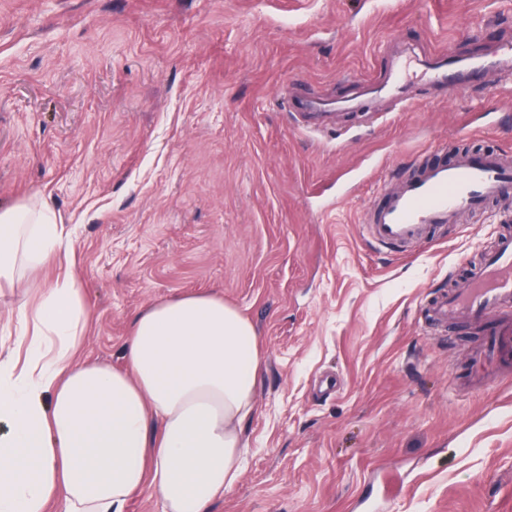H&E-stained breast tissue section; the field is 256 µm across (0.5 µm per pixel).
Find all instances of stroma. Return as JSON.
I'll use <instances>...</instances> for the list:
<instances>
[{
	"label": "stroma",
	"mask_w": 512,
	"mask_h": 512,
	"mask_svg": "<svg viewBox=\"0 0 512 512\" xmlns=\"http://www.w3.org/2000/svg\"><path fill=\"white\" fill-rule=\"evenodd\" d=\"M506 43L512 0H0V204L73 227L85 354L121 366L134 315L189 294L255 326L213 512H512V376L459 391L481 336L426 318L512 194L394 246L363 222L421 163L512 155L511 73L438 94L419 64ZM397 54L410 110L360 86ZM317 95L328 123L284 106Z\"/></svg>",
	"instance_id": "35a3bbf8"
}]
</instances>
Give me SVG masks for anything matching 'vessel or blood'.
I'll return each instance as SVG.
<instances>
[{"label":"vessel or blood","instance_id":"obj_1","mask_svg":"<svg viewBox=\"0 0 512 512\" xmlns=\"http://www.w3.org/2000/svg\"><path fill=\"white\" fill-rule=\"evenodd\" d=\"M485 61L459 60L438 54L427 66L429 83L445 85L456 73L488 69ZM512 192V157L476 153L423 165L404 177L399 189L368 209L363 222L382 246L424 235L429 225L455 223L459 214H478L485 201ZM433 321L464 320L487 328L488 340L477 353L474 372L465 386L485 389L493 378L512 370V233L502 234L462 292L442 296L429 310Z\"/></svg>","mask_w":512,"mask_h":512}]
</instances>
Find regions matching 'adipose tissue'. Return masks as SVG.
<instances>
[{"label":"adipose tissue","mask_w":512,"mask_h":512,"mask_svg":"<svg viewBox=\"0 0 512 512\" xmlns=\"http://www.w3.org/2000/svg\"><path fill=\"white\" fill-rule=\"evenodd\" d=\"M58 214L0 205V512H124L150 489L162 512H209L244 467L261 356L252 323L193 294L140 310L116 368L83 356L89 312Z\"/></svg>","instance_id":"adipose-tissue-1"}]
</instances>
